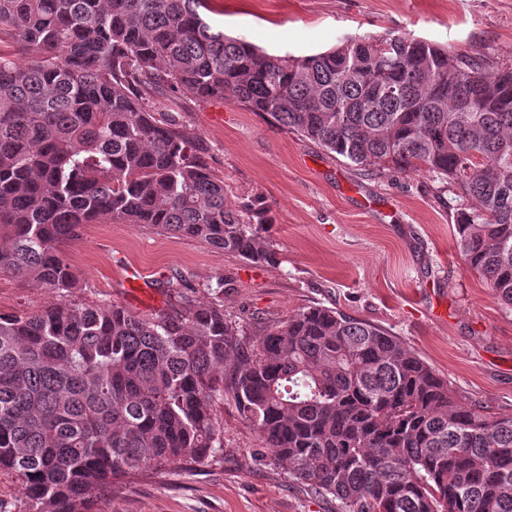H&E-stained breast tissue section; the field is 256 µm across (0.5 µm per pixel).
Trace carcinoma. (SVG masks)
<instances>
[{"label":"carcinoma","instance_id":"obj_1","mask_svg":"<svg viewBox=\"0 0 512 512\" xmlns=\"http://www.w3.org/2000/svg\"><path fill=\"white\" fill-rule=\"evenodd\" d=\"M208 0H0V276L63 297V245L147 224L275 265L263 198L227 202L204 143L152 101L230 96L366 171L458 186L454 244L512 308V67L405 34L275 55ZM211 300L139 316L62 300L0 313V475L26 512H94L112 480L223 453L233 402L273 460L341 512H512V415L460 399L385 329L311 306L251 347Z\"/></svg>","mask_w":512,"mask_h":512}]
</instances>
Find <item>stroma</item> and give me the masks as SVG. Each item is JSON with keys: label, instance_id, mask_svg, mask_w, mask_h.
<instances>
[{"label": "stroma", "instance_id": "obj_1", "mask_svg": "<svg viewBox=\"0 0 512 512\" xmlns=\"http://www.w3.org/2000/svg\"><path fill=\"white\" fill-rule=\"evenodd\" d=\"M204 17L279 55L396 33L478 54L491 70L512 65V0H212ZM171 107L208 147L228 202L264 198L271 218L264 237L278 265H253L144 224L102 221L84 225L65 247L83 280L68 302L109 301L148 315L177 307L168 278H182L193 304L229 279L224 312L249 342L299 310L334 307L397 336L463 399L512 415V310L454 248L455 184L408 170H360L228 98L202 101L182 91ZM131 269L143 281L135 292L125 286ZM58 300L29 282L0 278L1 313ZM217 415L223 455L115 479L97 512H339L335 498L260 455L256 432L232 404Z\"/></svg>", "mask_w": 512, "mask_h": 512}]
</instances>
